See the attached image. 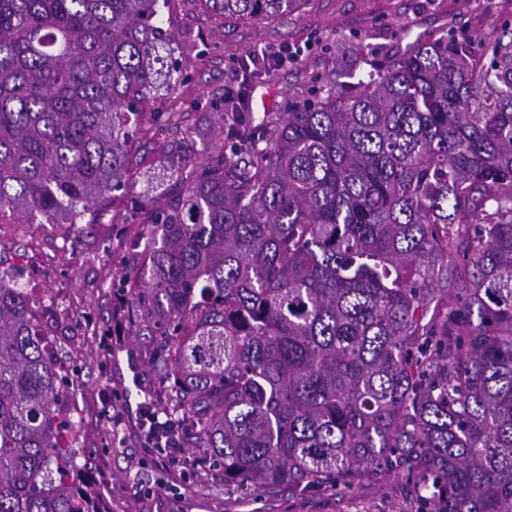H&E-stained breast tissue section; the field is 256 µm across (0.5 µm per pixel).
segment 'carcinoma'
I'll list each match as a JSON object with an SVG mask.
<instances>
[{"label":"carcinoma","instance_id":"cac0c4a2","mask_svg":"<svg viewBox=\"0 0 512 512\" xmlns=\"http://www.w3.org/2000/svg\"><path fill=\"white\" fill-rule=\"evenodd\" d=\"M303 0H224L273 17ZM169 0H0V223L93 224L146 106L187 80ZM367 79L322 72L127 244L112 292L152 336L178 426L227 486L405 478L419 512H512V28H449ZM69 375L0 271V512H108Z\"/></svg>","mask_w":512,"mask_h":512}]
</instances>
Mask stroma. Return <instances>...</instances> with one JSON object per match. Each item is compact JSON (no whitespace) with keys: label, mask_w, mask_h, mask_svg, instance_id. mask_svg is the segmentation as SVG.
<instances>
[{"label":"stroma","mask_w":512,"mask_h":512,"mask_svg":"<svg viewBox=\"0 0 512 512\" xmlns=\"http://www.w3.org/2000/svg\"><path fill=\"white\" fill-rule=\"evenodd\" d=\"M164 25L184 44L187 81L154 109L171 113L135 146L131 195L149 202L165 163L163 147L182 143L195 155H216L224 146L220 114L224 97L241 93L256 118L285 111L313 74L354 69L357 51L393 54L422 35L449 26L464 28L473 41L512 21V0H307L301 10L277 19L244 22L225 18L212 0H174ZM289 54L274 67L269 56ZM247 60L243 78L236 67ZM124 203L96 224H0V265L16 267L37 302L45 334L70 362V402L94 453V473L107 484L109 512H416L396 476L364 473L352 489H284L267 493L250 486L225 487L224 477L206 465L186 471L197 451L183 442L171 458L147 447L142 413H161L167 398L151 364L150 339L126 314L131 305L110 284L125 264V244L142 233Z\"/></svg>","instance_id":"obj_1"}]
</instances>
